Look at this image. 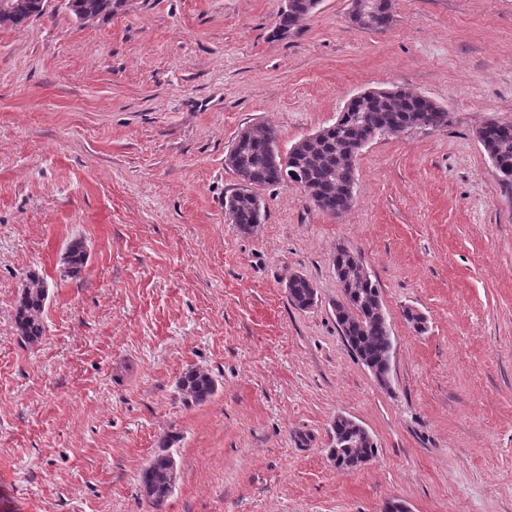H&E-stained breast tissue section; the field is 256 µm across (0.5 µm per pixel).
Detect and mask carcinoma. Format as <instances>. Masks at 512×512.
<instances>
[{"label": "carcinoma", "instance_id": "1", "mask_svg": "<svg viewBox=\"0 0 512 512\" xmlns=\"http://www.w3.org/2000/svg\"><path fill=\"white\" fill-rule=\"evenodd\" d=\"M129 0H68L67 6L81 23L114 16L125 10ZM311 0H293L292 11L279 15L277 28L286 32L297 21L311 13ZM45 0H0V27L19 26L44 10ZM414 123L419 128L441 129L448 126V110L419 97L382 96L362 104L339 125L322 130L318 139L307 140L285 155L273 148L279 140L278 130L270 125L246 128L237 135L227 164L238 177V187L225 198L224 209L231 223L243 233H251L262 223L264 206L259 190L281 182L284 169L294 168L302 174L303 190L321 211L332 216L347 212L354 200L350 186L355 184L356 164L347 152L349 144L390 136L399 127ZM478 138L488 156L497 158L500 175L512 174V123L488 121L478 131ZM87 260L85 245L74 240L68 246L62 266L64 276L78 277ZM356 253L336 247L333 267L341 277L344 291L351 294L353 309H339L336 321L345 341L354 346L356 355L375 370L377 376L390 375L387 350L390 347L389 326L381 319L383 304L378 284L360 268ZM288 301L299 309L312 307L316 299L313 283L300 274L292 275L286 284ZM48 295L46 281L36 272L26 275L15 308V330L29 344L38 343L45 332L44 313ZM187 401L206 402L216 391L214 379L201 370L189 369L177 382ZM332 448L339 453L340 467L356 469L376 454L373 442L358 440L353 424L336 418L331 424ZM170 454L161 451L152 456L140 475V493L155 512H163L172 493L169 472Z\"/></svg>", "mask_w": 512, "mask_h": 512}]
</instances>
